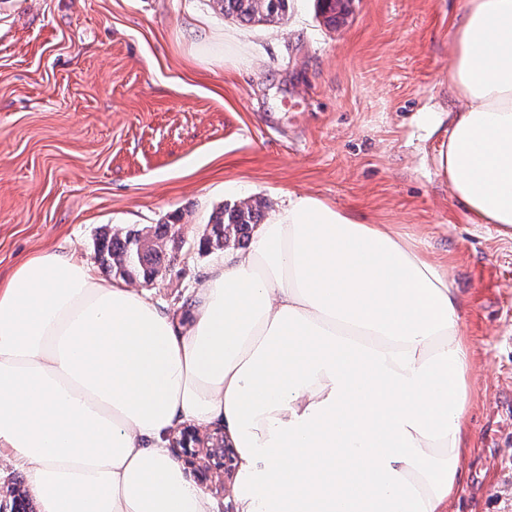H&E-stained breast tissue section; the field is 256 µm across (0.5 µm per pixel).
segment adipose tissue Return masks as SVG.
<instances>
[{"mask_svg": "<svg viewBox=\"0 0 512 512\" xmlns=\"http://www.w3.org/2000/svg\"><path fill=\"white\" fill-rule=\"evenodd\" d=\"M438 166L474 223L512 230V0L453 24ZM177 332L77 252L0 280V458L39 512H448L474 350L448 264L308 194L225 251ZM224 427L223 502L168 449Z\"/></svg>", "mask_w": 512, "mask_h": 512, "instance_id": "1", "label": "adipose tissue"}]
</instances>
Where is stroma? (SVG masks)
I'll use <instances>...</instances> for the list:
<instances>
[{
	"mask_svg": "<svg viewBox=\"0 0 512 512\" xmlns=\"http://www.w3.org/2000/svg\"><path fill=\"white\" fill-rule=\"evenodd\" d=\"M467 0H314L243 26L213 0H0V279L46 249L99 277L103 232L170 225L146 288L180 329L222 205L314 195L416 234L448 262L475 346L466 483L452 512L512 502V235L472 223L435 158L450 133L448 18Z\"/></svg>",
	"mask_w": 512,
	"mask_h": 512,
	"instance_id": "35a3bbf8",
	"label": "stroma"
}]
</instances>
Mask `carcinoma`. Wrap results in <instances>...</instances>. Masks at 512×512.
Wrapping results in <instances>:
<instances>
[{
  "label": "carcinoma",
  "instance_id": "1",
  "mask_svg": "<svg viewBox=\"0 0 512 512\" xmlns=\"http://www.w3.org/2000/svg\"><path fill=\"white\" fill-rule=\"evenodd\" d=\"M224 16L243 23L274 25L285 21L288 0H214ZM264 203L257 199H243L222 207L207 225L205 245L222 249L240 244L249 237L253 225L260 223ZM176 239L170 225L159 224L152 232L130 230L118 236L104 234L96 243L98 256L112 275L123 280L140 275L146 283L160 272L162 262L173 250Z\"/></svg>",
  "mask_w": 512,
  "mask_h": 512
}]
</instances>
